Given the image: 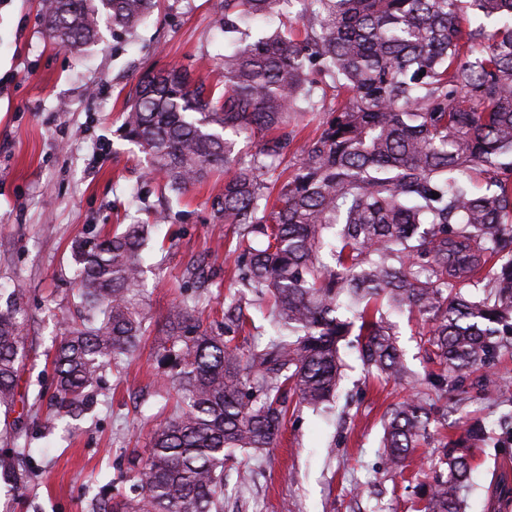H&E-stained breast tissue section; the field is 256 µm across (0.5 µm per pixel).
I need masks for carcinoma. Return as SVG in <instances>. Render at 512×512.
<instances>
[{
    "label": "carcinoma",
    "instance_id": "1",
    "mask_svg": "<svg viewBox=\"0 0 512 512\" xmlns=\"http://www.w3.org/2000/svg\"><path fill=\"white\" fill-rule=\"evenodd\" d=\"M157 2L40 0L41 18L54 44L78 52L98 39L101 23L133 28ZM292 2L224 0L232 42L224 89L181 67L144 74L126 102V136L170 190L183 193L215 167L230 172L212 208L237 229L229 256L240 280L267 299L274 334L246 352L231 344L252 318L230 291L222 333L196 317L202 295L157 321L155 355L168 364L176 405L168 411L164 398L142 466L133 459L118 477L133 495L112 498L106 512H221L227 462L237 450L272 447L288 423L289 394L312 408L336 395L339 343L356 320L368 375L408 380L385 307L427 325L442 372L426 384L456 406L470 372L512 336V0H305L303 37L241 36ZM469 10L491 27L465 25ZM327 81L346 95L328 111L316 98ZM323 111L319 134L298 147L280 180L297 122ZM228 131L258 137V152L242 160ZM475 177L485 183L481 195ZM149 234V225L133 224L76 242L83 314L60 322L49 397L56 415L88 413L100 369L139 349L150 321L139 308ZM324 251L334 265L320 262ZM349 309L352 320L342 314ZM26 322L17 303L0 308V407L22 456L25 420L7 418L25 402ZM433 410L420 389L390 410L391 469L408 467ZM486 435L485 425L467 424L438 449L443 469L424 473L419 512H464L467 442Z\"/></svg>",
    "mask_w": 512,
    "mask_h": 512
}]
</instances>
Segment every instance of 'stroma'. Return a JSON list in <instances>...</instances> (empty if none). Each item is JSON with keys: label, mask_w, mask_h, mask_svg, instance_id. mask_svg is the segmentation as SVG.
<instances>
[{"label": "stroma", "mask_w": 512, "mask_h": 512, "mask_svg": "<svg viewBox=\"0 0 512 512\" xmlns=\"http://www.w3.org/2000/svg\"><path fill=\"white\" fill-rule=\"evenodd\" d=\"M221 3L160 0L145 24L117 36L102 28L100 42L73 53L46 36L39 0H0V282L14 284L28 314L21 386L29 394L51 389L46 354L60 320L74 311L78 239L151 224L164 208L170 219L153 226L143 250L147 306L162 314L177 303L185 268L200 255L214 281L236 285L225 257L237 235L212 210L223 176L169 196L121 131L127 96L147 72L187 67L223 83ZM392 320L409 367L421 375L437 370L426 326L406 313ZM156 339L149 331L137 355L103 369L93 413L60 424L39 402L28 421L27 482L17 490L0 483V512H100L113 492L127 491L117 476L133 451L148 448L157 401L168 389L153 355ZM340 356L334 409L300 408L263 455L231 461L224 512H282L286 504L292 512H417L412 471L388 473L382 450L384 416L409 388L368 377L355 339L341 343ZM490 372L507 392L487 398L473 387L446 423L431 424L414 454L415 468L428 467L460 416L484 420L490 434L470 450L466 512L496 507L492 485L512 484V347ZM243 466L249 477L242 482Z\"/></svg>", "instance_id": "35a3bbf8"}]
</instances>
